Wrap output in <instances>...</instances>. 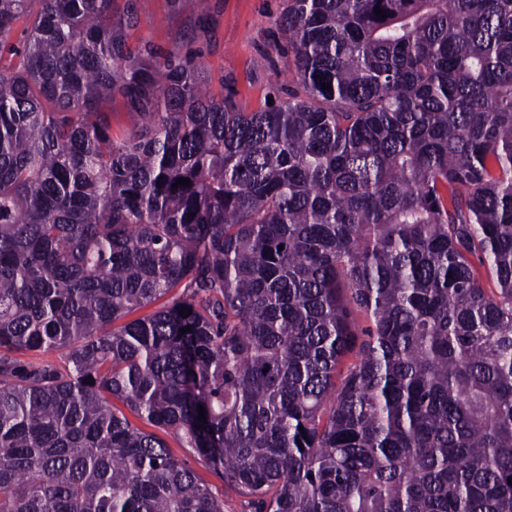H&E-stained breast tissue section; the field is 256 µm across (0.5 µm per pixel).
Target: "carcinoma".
Returning <instances> with one entry per match:
<instances>
[{
	"instance_id": "obj_1",
	"label": "carcinoma",
	"mask_w": 512,
	"mask_h": 512,
	"mask_svg": "<svg viewBox=\"0 0 512 512\" xmlns=\"http://www.w3.org/2000/svg\"><path fill=\"white\" fill-rule=\"evenodd\" d=\"M112 3L0 0V512H224L114 399L248 512H512V0H288L252 112ZM107 112H112V136L116 139L131 126V115L126 100L118 93L112 96V101L105 105ZM114 404L122 409L128 417L131 424L138 426L146 431L158 433L169 445L172 454L182 460L186 465L192 469L197 479L207 485L212 492L221 499H224V512H248L247 509V497L236 493L235 491L224 486V480H222L218 474H216L204 461H202L196 454L186 451L185 448H181L180 444L171 432H161L142 421L137 415L129 411L120 402L114 401Z\"/></svg>"
}]
</instances>
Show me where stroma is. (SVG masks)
Segmentation results:
<instances>
[{
  "label": "stroma",
  "instance_id": "stroma-1",
  "mask_svg": "<svg viewBox=\"0 0 512 512\" xmlns=\"http://www.w3.org/2000/svg\"><path fill=\"white\" fill-rule=\"evenodd\" d=\"M117 11H132L126 32L132 52L153 48L196 64L215 97L233 94L239 107H264L269 97L292 78L294 63L277 25L288 0H115ZM164 440L172 454L192 469L197 479L223 499L224 512H245V496L223 480L196 454L181 448L172 432Z\"/></svg>",
  "mask_w": 512,
  "mask_h": 512
}]
</instances>
